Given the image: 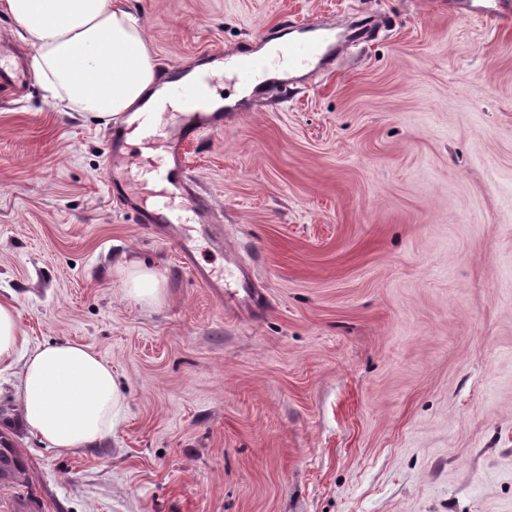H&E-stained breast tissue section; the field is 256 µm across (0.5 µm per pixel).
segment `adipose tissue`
Here are the masks:
<instances>
[{
	"label": "adipose tissue",
	"mask_w": 512,
	"mask_h": 512,
	"mask_svg": "<svg viewBox=\"0 0 512 512\" xmlns=\"http://www.w3.org/2000/svg\"><path fill=\"white\" fill-rule=\"evenodd\" d=\"M30 46V67L72 112L112 121L157 102V63L141 22L119 0H0ZM126 297L160 304L164 280L137 261L115 271ZM0 366L18 367L15 416L22 429L66 455L111 432L126 397L111 366L89 346L59 341L28 348L12 304L0 302Z\"/></svg>",
	"instance_id": "adipose-tissue-1"
}]
</instances>
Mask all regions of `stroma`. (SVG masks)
<instances>
[{"label":"stroma","mask_w":512,"mask_h":512,"mask_svg":"<svg viewBox=\"0 0 512 512\" xmlns=\"http://www.w3.org/2000/svg\"><path fill=\"white\" fill-rule=\"evenodd\" d=\"M162 71L331 29L185 149L228 300L111 198L110 125L0 99V301L127 401L68 455L17 431L35 512H512V18L488 0H122ZM135 259L166 299L112 276ZM262 298L253 301L246 288ZM327 42V36L321 35L289 44L283 49L288 52V64H305L316 60L320 62L326 54ZM118 284L126 297L143 305H159L165 298L164 280L138 261L115 270Z\"/></svg>","instance_id":"stroma-1"}]
</instances>
